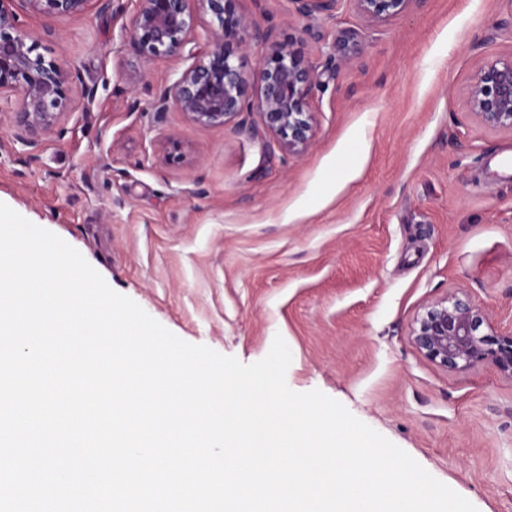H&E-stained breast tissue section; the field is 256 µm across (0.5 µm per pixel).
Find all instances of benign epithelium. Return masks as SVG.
Instances as JSON below:
<instances>
[{
  "label": "benign epithelium",
  "mask_w": 512,
  "mask_h": 512,
  "mask_svg": "<svg viewBox=\"0 0 512 512\" xmlns=\"http://www.w3.org/2000/svg\"><path fill=\"white\" fill-rule=\"evenodd\" d=\"M13 0H0V93L22 96L15 113L16 140L35 148L60 129L68 108V75L63 66L46 60L36 41L18 30ZM30 8L53 17L77 16L87 0H26ZM131 38L141 56L151 61L171 56L185 44L195 23L188 0H138ZM199 10L215 24L208 32L212 49L184 70L159 96L156 111L168 101L193 122L224 125L242 112L259 113L263 125L283 150L298 156L314 136L308 98L316 78L312 66L292 47L273 44L268 34L254 31L251 40L266 47V58L253 78L238 63L247 43L239 34L251 28L236 11V0H196ZM337 0H296L301 14L330 10ZM359 11L384 21L403 11L412 0H355ZM467 112L493 131L512 133V56L481 66L466 91ZM411 341L429 361L447 372L481 363L493 364L512 379V333L495 328L490 309L456 288L425 304L410 325Z\"/></svg>",
  "instance_id": "obj_1"
}]
</instances>
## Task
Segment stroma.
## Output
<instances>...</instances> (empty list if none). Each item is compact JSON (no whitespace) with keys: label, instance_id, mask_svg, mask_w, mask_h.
Masks as SVG:
<instances>
[{"label":"stroma","instance_id":"1","mask_svg":"<svg viewBox=\"0 0 512 512\" xmlns=\"http://www.w3.org/2000/svg\"><path fill=\"white\" fill-rule=\"evenodd\" d=\"M137 7L50 17L14 0L71 103L34 149L0 121V202L187 343L252 364L282 336L291 390L340 401L478 512H512V380L488 363L444 371L410 337L454 288L512 332V134L464 103L479 67L512 55V0H411L383 23L355 0L311 16L236 0L317 75L314 137L294 157L256 112L223 126L156 112L209 50L211 18L190 0L184 48L146 62Z\"/></svg>","mask_w":512,"mask_h":512}]
</instances>
